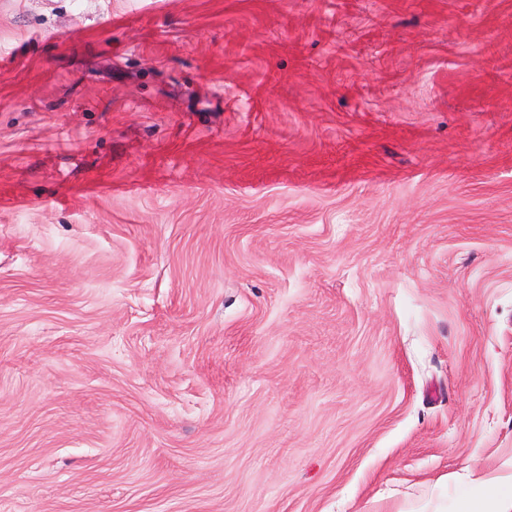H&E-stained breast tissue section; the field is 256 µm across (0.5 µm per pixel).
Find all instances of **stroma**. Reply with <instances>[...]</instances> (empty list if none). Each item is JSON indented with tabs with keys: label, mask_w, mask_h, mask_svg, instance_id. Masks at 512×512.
<instances>
[{
	"label": "stroma",
	"mask_w": 512,
	"mask_h": 512,
	"mask_svg": "<svg viewBox=\"0 0 512 512\" xmlns=\"http://www.w3.org/2000/svg\"><path fill=\"white\" fill-rule=\"evenodd\" d=\"M512 474V0H0V512H455Z\"/></svg>",
	"instance_id": "stroma-1"
}]
</instances>
